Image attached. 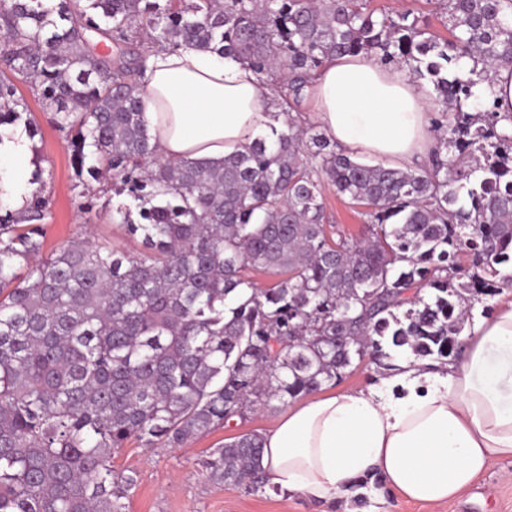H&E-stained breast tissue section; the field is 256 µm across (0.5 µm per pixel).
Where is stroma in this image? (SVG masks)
I'll return each mask as SVG.
<instances>
[{
  "mask_svg": "<svg viewBox=\"0 0 512 512\" xmlns=\"http://www.w3.org/2000/svg\"><path fill=\"white\" fill-rule=\"evenodd\" d=\"M17 95L25 100L34 137L36 160L49 195L51 214L44 225L43 251L52 253L69 241L91 235L107 240L122 250L139 252L140 239L130 237L124 226L112 219L111 181L108 173L98 177L79 173L70 147V135L57 125L38 94L18 83ZM327 222L334 229L362 235L364 219L358 206L337 196L332 188L323 190ZM285 405L230 422L224 427L189 440L180 448L140 447L129 442L115 458L119 470H132L137 484L129 512H351L350 498L317 505L303 497L291 498L274 491L248 494L211 481L198 466L204 453L245 433L271 430L285 413ZM364 512H512V459L498 460L478 483L463 493L460 502L430 505L404 500L395 493L371 494Z\"/></svg>",
  "mask_w": 512,
  "mask_h": 512,
  "instance_id": "35a3bbf8",
  "label": "stroma"
}]
</instances>
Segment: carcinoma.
<instances>
[{"mask_svg": "<svg viewBox=\"0 0 512 512\" xmlns=\"http://www.w3.org/2000/svg\"><path fill=\"white\" fill-rule=\"evenodd\" d=\"M437 2L446 37L370 0H0V124L22 119L13 78L34 86L77 166L141 202L142 222L117 214L144 247L42 255L40 187L0 216V512H128L136 477L112 455L131 439L180 448L370 354L456 357L512 266V136L493 108L464 110L512 66V0ZM143 34L288 79L294 111L327 60L375 54L433 85L437 152L415 170L366 164L290 114L221 160H162L135 82ZM326 184L364 208V236L327 229ZM249 270L277 280L258 288ZM262 452L250 432L200 467L262 493Z\"/></svg>", "mask_w": 512, "mask_h": 512, "instance_id": "cac0c4a2", "label": "carcinoma"}]
</instances>
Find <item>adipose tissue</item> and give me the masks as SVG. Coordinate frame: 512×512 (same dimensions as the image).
<instances>
[{"mask_svg": "<svg viewBox=\"0 0 512 512\" xmlns=\"http://www.w3.org/2000/svg\"><path fill=\"white\" fill-rule=\"evenodd\" d=\"M142 106L166 159L209 160L268 135L275 108L245 63L191 46L153 50ZM512 134V67L478 87ZM425 86L373 54L333 58L305 90L309 118L346 153L410 170L437 149ZM33 144L0 126V202L21 209ZM500 458H512V300L473 322L460 362L433 370L404 363L381 384L294 403L265 433L267 487L315 504L378 477L385 489L433 505L458 501Z\"/></svg>", "mask_w": 512, "mask_h": 512, "instance_id": "ef3b65f1", "label": "adipose tissue"}]
</instances>
